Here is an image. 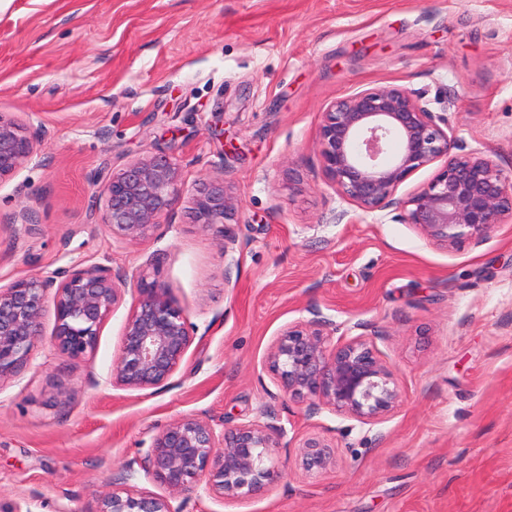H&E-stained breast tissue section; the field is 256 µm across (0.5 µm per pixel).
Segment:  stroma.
<instances>
[{
    "mask_svg": "<svg viewBox=\"0 0 512 512\" xmlns=\"http://www.w3.org/2000/svg\"><path fill=\"white\" fill-rule=\"evenodd\" d=\"M399 87L443 111L457 154L512 172V0H7L0 6V114L41 130L0 184V286L105 264L121 300L94 354L37 343L0 381V512H97L113 475L173 419L227 426L274 413L279 478L227 501L205 488L179 512H512V222L444 249L372 213L322 177L318 131L334 101ZM156 154L183 192L149 238L114 240L102 189ZM220 177L238 200L228 250L190 199ZM34 212L24 231L11 217ZM195 340L163 389L112 383V360L147 258ZM320 307L336 338L368 323L402 398L363 424L307 415L265 367L282 328ZM66 389V403L56 402ZM336 448L319 476L303 438ZM297 448L298 464L309 475L327 472L336 464V448L323 438L308 437Z\"/></svg>",
    "mask_w": 512,
    "mask_h": 512,
    "instance_id": "obj_1",
    "label": "stroma"
}]
</instances>
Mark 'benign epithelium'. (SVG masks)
I'll use <instances>...</instances> for the list:
<instances>
[{"label":"benign epithelium","mask_w":512,"mask_h":512,"mask_svg":"<svg viewBox=\"0 0 512 512\" xmlns=\"http://www.w3.org/2000/svg\"><path fill=\"white\" fill-rule=\"evenodd\" d=\"M448 119L436 115L397 87L362 89L336 100L319 127L321 171L328 183L357 207L373 212L392 200L417 170L444 160L427 186L399 201L404 223L444 248L481 242L497 225L512 220V176L488 156L452 153ZM39 132L0 114V184L13 178L34 154ZM103 223L112 238L136 242L154 234L180 194L176 163L153 155L126 165L104 185ZM196 224L211 232L222 249L234 242L228 225L238 205L214 179L191 198ZM141 274L138 295L124 325L112 382L132 388H161L179 369L194 341L186 310L158 277ZM119 275L104 264H73L43 276H26L0 287V380L18 376L30 363L43 318L53 309L51 341L70 359L92 353L100 330L121 299ZM301 325L283 328L272 341L265 366L283 392L307 404L308 414L326 408L336 415L372 424L400 402L394 372L362 333L336 345L331 323L317 309ZM271 415L216 430L212 420L184 415L158 431L151 450L112 477V491L97 512H177L174 496L203 485L226 500L248 497L279 477L275 460L283 447L282 427ZM297 461L310 475L336 464V448L318 436L298 446ZM144 471L168 495L131 485Z\"/></svg>","instance_id":"1"}]
</instances>
